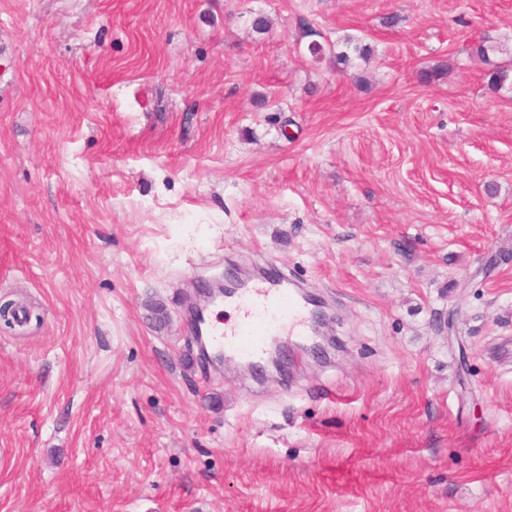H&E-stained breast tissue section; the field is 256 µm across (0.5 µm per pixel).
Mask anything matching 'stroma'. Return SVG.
Masks as SVG:
<instances>
[{
  "label": "stroma",
  "instance_id": "1",
  "mask_svg": "<svg viewBox=\"0 0 512 512\" xmlns=\"http://www.w3.org/2000/svg\"><path fill=\"white\" fill-rule=\"evenodd\" d=\"M510 61L512 0H0V512H512ZM267 261L327 356L205 365Z\"/></svg>",
  "mask_w": 512,
  "mask_h": 512
}]
</instances>
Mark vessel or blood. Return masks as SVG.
I'll use <instances>...</instances> for the list:
<instances>
[{
	"instance_id": "vessel-or-blood-1",
	"label": "vessel or blood",
	"mask_w": 512,
	"mask_h": 512,
	"mask_svg": "<svg viewBox=\"0 0 512 512\" xmlns=\"http://www.w3.org/2000/svg\"><path fill=\"white\" fill-rule=\"evenodd\" d=\"M230 298L238 320L231 325L206 324L209 347L229 363L258 365L266 361L277 337L305 342L316 334L298 284L279 273L246 279Z\"/></svg>"
}]
</instances>
